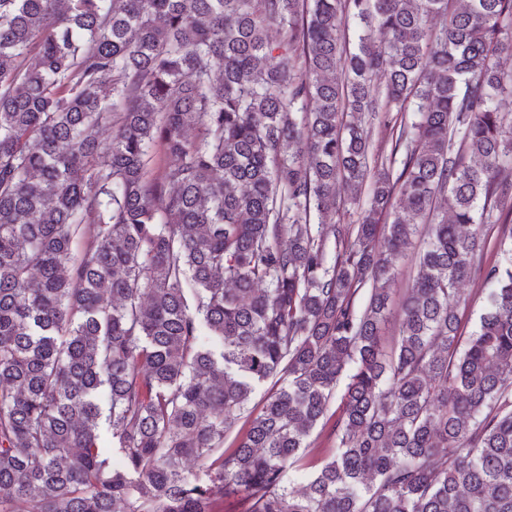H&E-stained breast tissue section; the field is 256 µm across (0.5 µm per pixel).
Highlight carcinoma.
Returning <instances> with one entry per match:
<instances>
[{
  "label": "carcinoma",
  "instance_id": "carcinoma-1",
  "mask_svg": "<svg viewBox=\"0 0 512 512\" xmlns=\"http://www.w3.org/2000/svg\"><path fill=\"white\" fill-rule=\"evenodd\" d=\"M453 4L0 0V512H512V0ZM487 308L486 293L472 294V298L466 304H462L459 313L462 317L463 336H469L479 325L480 316Z\"/></svg>",
  "mask_w": 512,
  "mask_h": 512
}]
</instances>
